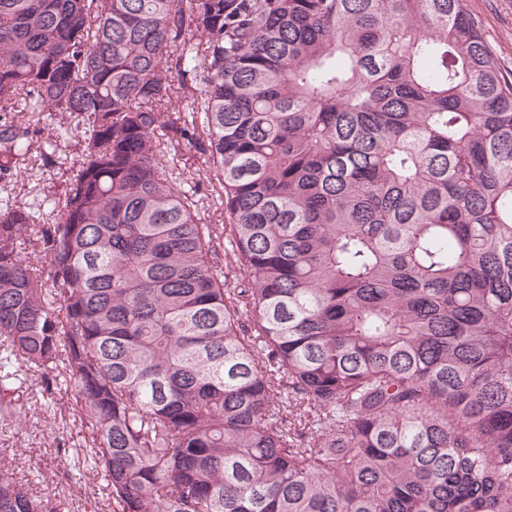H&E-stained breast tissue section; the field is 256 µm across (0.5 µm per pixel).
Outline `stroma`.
Segmentation results:
<instances>
[{"label":"stroma","mask_w":512,"mask_h":512,"mask_svg":"<svg viewBox=\"0 0 512 512\" xmlns=\"http://www.w3.org/2000/svg\"><path fill=\"white\" fill-rule=\"evenodd\" d=\"M467 7L481 20L484 37L503 71L512 73V0H467ZM39 119L41 131L22 173L16 181L0 183V194H11L21 202L36 196L62 199L81 153L77 135H69L66 164L45 167L41 153L56 121L45 112ZM14 407V415H0V465L13 470L49 512H113L109 488L85 460L72 390L44 394L40 375L32 373L16 393Z\"/></svg>","instance_id":"1"}]
</instances>
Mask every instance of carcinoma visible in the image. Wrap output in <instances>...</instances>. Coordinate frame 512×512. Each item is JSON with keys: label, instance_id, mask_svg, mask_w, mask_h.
<instances>
[{"label": "carcinoma", "instance_id": "obj_1", "mask_svg": "<svg viewBox=\"0 0 512 512\" xmlns=\"http://www.w3.org/2000/svg\"><path fill=\"white\" fill-rule=\"evenodd\" d=\"M43 110L82 153L0 197L1 414L72 387L117 512H512V78L464 0H0L1 183ZM20 115L22 120L39 118L38 127L43 128L42 133L33 137L34 143L28 155L25 169H22V173L18 175L16 181L6 184L0 183V194L10 193L18 201L26 203L36 196L41 199L44 196H48L49 199H62L68 180L75 173L73 170L78 168L77 161L80 159L81 147L76 133L70 134L66 143L62 144V148L68 156L67 163L62 168H47L43 165L41 151L45 148L44 144L47 138L54 134L57 120L50 118L48 112H41L39 115L34 114V117L25 113Z\"/></svg>", "mask_w": 512, "mask_h": 512}]
</instances>
